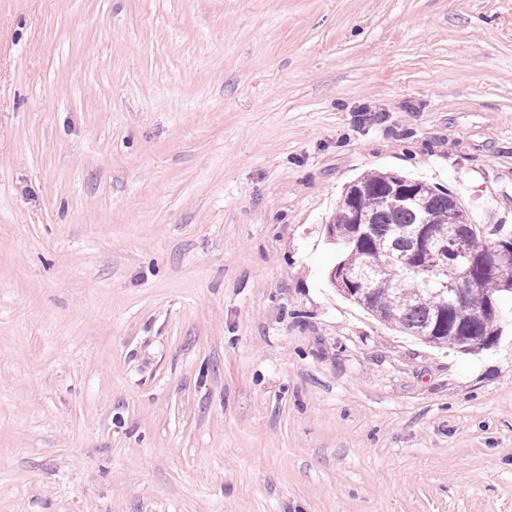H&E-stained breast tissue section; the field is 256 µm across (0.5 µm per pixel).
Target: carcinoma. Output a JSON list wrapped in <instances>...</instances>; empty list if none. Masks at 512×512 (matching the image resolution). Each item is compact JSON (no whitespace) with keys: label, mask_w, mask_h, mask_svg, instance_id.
<instances>
[{"label":"carcinoma","mask_w":512,"mask_h":512,"mask_svg":"<svg viewBox=\"0 0 512 512\" xmlns=\"http://www.w3.org/2000/svg\"><path fill=\"white\" fill-rule=\"evenodd\" d=\"M396 186L416 191L415 199L390 206L387 195ZM462 223L474 255L463 308L457 310L423 288L416 268L425 258L416 249L415 233L425 224L446 239ZM328 232L336 241L339 264L371 277L368 289L346 282L340 289L353 301L368 293L361 307L402 333L429 344L474 350L492 343L501 322L512 314V308L501 305L504 296H512V270L500 265V244L481 241L480 225L471 223L446 188L395 173H368L345 189ZM463 272L450 260L436 269V278L454 283Z\"/></svg>","instance_id":"carcinoma-1"}]
</instances>
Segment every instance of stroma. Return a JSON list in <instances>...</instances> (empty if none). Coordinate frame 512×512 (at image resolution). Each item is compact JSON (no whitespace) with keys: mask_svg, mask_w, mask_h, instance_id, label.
Masks as SVG:
<instances>
[{"mask_svg":"<svg viewBox=\"0 0 512 512\" xmlns=\"http://www.w3.org/2000/svg\"><path fill=\"white\" fill-rule=\"evenodd\" d=\"M371 172L512 229V0H0V512H512V326L330 281Z\"/></svg>","mask_w":512,"mask_h":512,"instance_id":"obj_1","label":"stroma"}]
</instances>
